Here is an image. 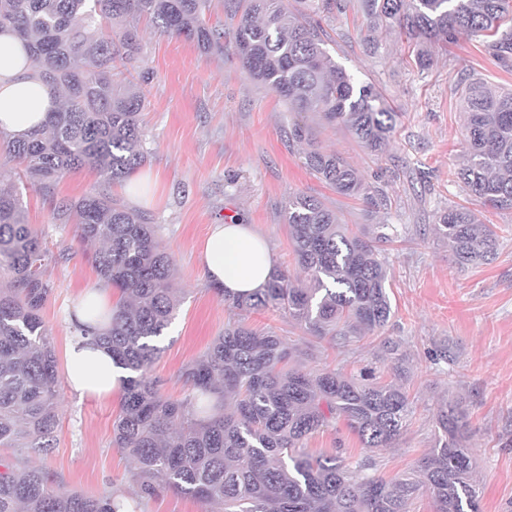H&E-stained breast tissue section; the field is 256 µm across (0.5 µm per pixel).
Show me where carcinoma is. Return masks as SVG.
<instances>
[{
    "label": "carcinoma",
    "instance_id": "carcinoma-1",
    "mask_svg": "<svg viewBox=\"0 0 512 512\" xmlns=\"http://www.w3.org/2000/svg\"><path fill=\"white\" fill-rule=\"evenodd\" d=\"M209 0H0V27L10 26L37 67V78L63 94L45 125L18 140L0 131V168L43 191L89 166L99 188L55 205L56 220L75 222L79 237L97 246L99 279L119 292L112 324L97 337L129 370L113 444L133 461L141 498L161 492L219 506L216 512H411L427 493L434 512H479L466 442L470 424L463 401L446 400L435 416L433 448L409 474L385 480L368 473L371 453L402 434L412 402L397 383L371 369L347 376L324 366L294 363L296 344L274 331L249 328L243 314L285 309L307 333L347 346L382 330L393 315L390 271L379 244L398 236L392 224H341L320 200L288 197L286 220L300 280L277 266L253 294L225 299L232 316L224 333L184 372L188 394L164 397L152 377L156 340L180 300L173 288L174 258L145 214L112 198L148 158L140 115L143 21L196 42L204 52L233 44L242 67L284 99L293 112H317L346 126L379 154L396 130L381 91L361 84L322 47L314 16L338 0H236L229 29L205 22ZM373 26L414 47L420 70L429 47L466 34L483 38L496 65L512 70V28H502L512 0H361ZM466 114L457 178L469 195L497 210L512 209V90L464 77L455 86ZM290 143H306L303 164L336 192L369 210L391 208L388 194L364 181L335 153L315 145L295 123ZM436 231L459 267L487 264L500 235L465 206L440 214ZM47 252L28 224L14 184H0V512H121V494L92 497L50 489L45 469L29 459L47 456L58 426V359L40 316L47 295L41 269ZM380 351L396 376L406 377L400 344L383 338ZM356 435L366 456L353 464L340 451L313 457L305 441L336 422Z\"/></svg>",
    "mask_w": 512,
    "mask_h": 512
}]
</instances>
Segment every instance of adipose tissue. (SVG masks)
I'll use <instances>...</instances> for the list:
<instances>
[{"instance_id": "adipose-tissue-1", "label": "adipose tissue", "mask_w": 512, "mask_h": 512, "mask_svg": "<svg viewBox=\"0 0 512 512\" xmlns=\"http://www.w3.org/2000/svg\"><path fill=\"white\" fill-rule=\"evenodd\" d=\"M59 105V96L35 76V66L11 28L0 29V130L26 137ZM206 280L228 296L256 291L268 280L274 260L268 244L248 225H213L200 254ZM73 334L64 350L68 383L79 396H116L128 370L93 336L102 325L90 318L83 296L68 314Z\"/></svg>"}]
</instances>
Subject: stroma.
Instances as JSON below:
<instances>
[{"label":"stroma","mask_w":512,"mask_h":512,"mask_svg":"<svg viewBox=\"0 0 512 512\" xmlns=\"http://www.w3.org/2000/svg\"><path fill=\"white\" fill-rule=\"evenodd\" d=\"M321 27L324 48L336 63L358 81L376 84L402 115L383 157L371 155L344 125H327L312 112H290L250 77L232 46L206 54L194 42L143 27L144 66L152 77L143 87L149 157L141 171L152 180L140 210L174 256V286L181 294L158 341L153 374L164 396L183 398L184 370L224 330L229 311L198 263L212 225L234 219L250 225L268 242L276 265L296 276L285 221L289 195L320 199L340 223H368L361 201L340 195L304 167L301 146L284 135L302 121L318 145L386 190L392 199L388 221L402 230L383 246L394 311L383 335L398 341L408 357L405 387L414 413L395 445L376 453L379 475L390 479L410 471L435 444L438 404L460 397L473 430L468 446L481 512H512V210L482 207L454 176L466 115L453 91L457 72L508 87L512 71L492 63L481 38L466 36L436 51L430 70H419L405 44L372 29L357 0H344L343 10L322 19ZM98 181L86 167L48 193L18 187L28 221L43 231L51 255L43 271L49 293L41 316L59 353L72 334L65 306L101 281L91 247L80 242L75 225L55 220L53 208L83 196ZM451 204L478 210L485 223L502 229L496 261L463 271L453 265L435 231L440 211ZM247 323L296 343L307 368L327 365L348 375L372 369L383 380L393 377L376 336L336 348L312 338L282 309L251 313ZM58 390L56 446L41 461L52 489L101 496L119 488L134 495L132 463L112 444L120 398H81L64 381Z\"/></svg>","instance_id":"35a3bbf8"}]
</instances>
